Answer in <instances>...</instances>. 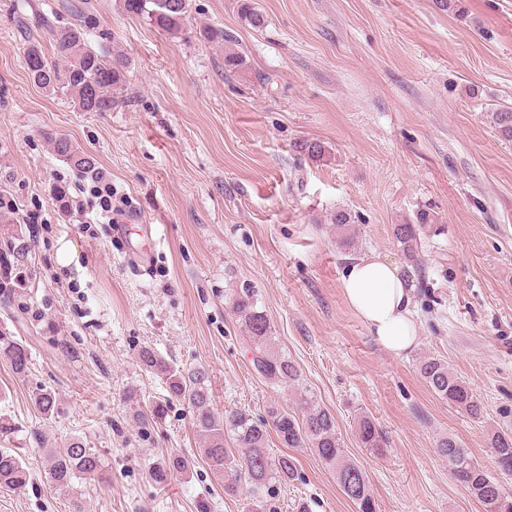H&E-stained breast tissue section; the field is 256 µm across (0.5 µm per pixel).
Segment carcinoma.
Masks as SVG:
<instances>
[{
    "mask_svg": "<svg viewBox=\"0 0 512 512\" xmlns=\"http://www.w3.org/2000/svg\"><path fill=\"white\" fill-rule=\"evenodd\" d=\"M123 11L141 18L150 25L173 36L183 32L192 0H121ZM77 23L56 26L46 18L41 26L54 47V55L44 53L42 45L33 42L24 52L29 79L34 85L66 97L81 112H110L122 99L129 58L120 51L109 52L89 42L93 18L82 5H69ZM498 136L512 142V108L491 114ZM56 155L81 174L96 167L95 160L77 151L63 134L48 135ZM303 158L320 161L328 149L318 140H303L295 146ZM327 223L336 227L339 249L354 254L358 249L355 216L345 209L332 212ZM434 219L422 211L415 222L395 224L392 234L401 246L410 266L421 272L424 257L421 236L431 228ZM29 246L13 242L0 250V291L10 292L23 284L22 268ZM236 321L244 329L254 355V368L263 378L288 387H299L298 405L301 412L271 407L267 417L255 418L241 408L222 413L215 409L209 388V373L202 367L176 368L149 348L139 352L141 363L163 375L171 397L189 409L192 425L202 438L200 456L214 470L224 474V492L244 496L245 512L263 508L260 494L273 492L274 485L299 478L295 464L286 455H273L269 450L271 434H276L285 448H310L321 462L331 469L342 493L356 506L357 512H379L371 494L365 470L343 454L336 418L315 402L306 389L300 387V372L293 360L272 349L271 326L258 306L254 288L243 285L232 290L229 297ZM0 359L6 360L13 371L24 374L29 370L30 351L10 336L0 334ZM419 372L426 385L440 399L465 411L473 418L481 416V406L472 390L440 358L430 356L420 362ZM31 401L44 416L52 414L55 397L40 389ZM164 413L160 402L139 406L134 420L147 428L157 423ZM356 434L364 448L380 453L387 441L375 423L366 415L358 417ZM496 463L512 466V434L495 432L491 436ZM436 452L448 463V470L469 493L485 507V512H512V496L499 481L490 476L470 453L451 436L439 439ZM48 479L55 488H66L76 479L102 475L101 459L79 438H72L59 448L48 450ZM192 460L170 455L152 466L149 474L158 484L190 469ZM27 471L17 451L0 448V488H18L26 483Z\"/></svg>",
    "mask_w": 512,
    "mask_h": 512,
    "instance_id": "obj_1",
    "label": "carcinoma"
}]
</instances>
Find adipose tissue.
<instances>
[{
    "label": "adipose tissue",
    "mask_w": 512,
    "mask_h": 512,
    "mask_svg": "<svg viewBox=\"0 0 512 512\" xmlns=\"http://www.w3.org/2000/svg\"><path fill=\"white\" fill-rule=\"evenodd\" d=\"M342 287L349 305L384 351L395 357L415 351L413 283L403 268L369 253L347 264Z\"/></svg>",
    "instance_id": "obj_1"
}]
</instances>
